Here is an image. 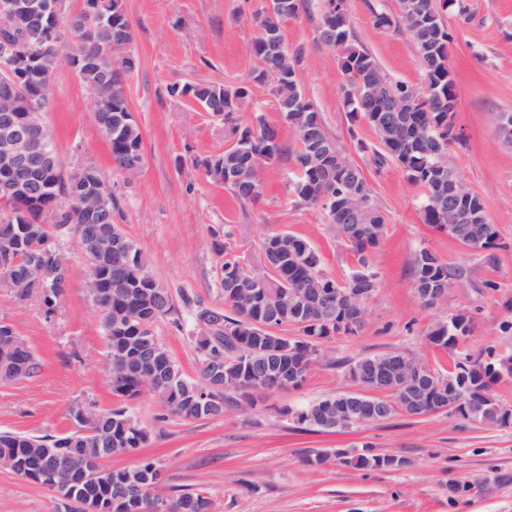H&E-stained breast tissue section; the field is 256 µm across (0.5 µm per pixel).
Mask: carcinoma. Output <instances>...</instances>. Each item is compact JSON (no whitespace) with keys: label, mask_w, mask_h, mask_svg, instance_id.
Wrapping results in <instances>:
<instances>
[{"label":"carcinoma","mask_w":512,"mask_h":512,"mask_svg":"<svg viewBox=\"0 0 512 512\" xmlns=\"http://www.w3.org/2000/svg\"><path fill=\"white\" fill-rule=\"evenodd\" d=\"M305 0H277L273 15L255 17L256 35L252 43L255 65L253 79L268 83L276 99L282 121L295 133L298 144L291 152L295 179L290 182L293 202L319 206L326 196L336 206L325 208L328 223L337 237L350 248L357 261L351 277L338 282L323 269L320 253L305 239L288 232L267 236L262 242V269L256 270L235 256L224 257L220 287L224 310L198 307L195 319L216 324L211 334L196 337L203 354L199 377L190 379L159 341L145 336L136 320L150 325L174 312L168 289L146 271L141 251L122 227L112 221V211L96 214L95 222L112 235V256L105 268L104 297L110 308L99 312L105 338V359L112 361L108 379L112 394L132 401L147 390L156 395L167 414L198 419L224 414L225 402L232 401L225 390L235 386L249 398L257 392L284 390L299 386L310 373L314 345L337 336H353L349 328L347 297H360V312L377 288V274L369 256L385 232L386 218L374 203L372 189L360 165L350 160L345 150L325 126L321 112L299 87L296 75L303 60L300 49H290L283 23L304 10ZM436 0H400L399 21L412 38L424 79L420 85L392 82L374 58L353 44L348 10L332 14L329 0H321L322 22L318 39L339 50V66L345 79L344 103L350 119L366 121L376 132L381 149L373 151L367 162L381 170L396 164L406 179L422 187L421 213L425 223L448 231L461 244L486 251L496 245L497 230L488 222L482 198L473 193L466 202V215L457 224L448 223V172L445 160L452 134L456 101L454 81L448 78L450 34ZM114 17L124 28L123 39L112 42V28L102 18ZM63 31L62 48L82 58L114 59L133 41L131 24L122 0H83L73 16L53 18ZM57 60L42 59L44 76L40 81L44 111L51 109L50 84ZM81 81L96 100L93 118L99 129L112 137V162L122 170L132 159L143 155L141 131L130 118L125 93L127 74L114 68L108 74L95 66L84 68ZM174 92L200 104L203 109L224 117V126L235 145L202 161L205 174L224 186L237 199L250 201L259 196V170L280 160L284 148L279 127L266 122L255 108L254 121L242 123L237 112L250 97L246 85L234 88L188 83ZM393 111L379 112L383 102ZM49 200L40 197L25 207L13 209L0 218V268L9 266L16 279H22L29 259L42 245L78 233L83 242L84 213L79 200L60 201L64 214L56 218L47 208ZM459 268L435 261L422 249L414 259L412 286L424 306L436 298L429 290L442 281L461 277ZM277 327L292 324L301 331L298 339L258 328L262 323ZM470 319L458 313L447 322H438L428 332L432 343L451 348L469 332ZM407 354L391 351L366 356L348 363L349 377L359 375L357 391L364 394L368 413L353 410L348 394L316 400L294 413L300 425L327 431L326 420L344 411L354 417L351 428L361 420L378 423L403 413L420 412L407 407L393 408L386 398H395L406 389L401 368ZM39 362L26 342L15 336V346L0 345V375L21 380L32 376ZM501 372L479 362L459 363L455 370L438 376L443 390L454 389L462 398L460 418L483 425L512 427L507 405L492 393ZM88 421L69 409L74 428L59 435L38 436L0 432V456L9 455L34 474L46 466L52 455H62L78 465L100 468L93 484L77 493L71 512H82L86 502L112 506V512H141L150 500L166 499L168 512H211L212 501L203 491L184 492L164 497L160 492L157 462L143 458L130 468L112 470L103 461L113 456L130 455L148 440L149 431L124 406L100 409ZM341 461L360 468L400 469L408 460L398 456L341 453Z\"/></svg>","instance_id":"cac0c4a2"}]
</instances>
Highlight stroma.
Returning <instances> with one entry per match:
<instances>
[{"mask_svg": "<svg viewBox=\"0 0 512 512\" xmlns=\"http://www.w3.org/2000/svg\"><path fill=\"white\" fill-rule=\"evenodd\" d=\"M139 61L125 83L129 108L143 138L144 163L129 175L112 166L107 139L96 126L94 99L66 62L51 81V127L64 168L95 166L118 202L112 219L121 224L147 261V270L170 291L174 314L159 319L155 334L187 377H197L202 354L192 338L194 309L224 306L219 289L224 241L228 253L255 263L267 235L288 231L316 247L323 267L339 280L356 267L348 246L334 236L325 212L293 202L290 162L260 171L262 192L240 201L213 183L199 161L228 144L222 118L173 95L188 82L227 87L246 84L251 97L241 113L253 119L261 107L279 126L286 149L297 139L283 125L270 85L254 82L253 16L265 0H123ZM466 17L449 8V64L455 83V130L447 161L483 198L497 230L492 260L473 254L447 231L423 221L420 188L396 165L375 169L367 149L378 148L374 130L349 122L338 52L317 39L321 0H307L298 17L283 24L290 48L303 51L297 81L321 111L329 132L350 159L363 165L386 231L370 255L378 288L366 303L361 330L324 344L325 359L302 386L258 395L254 405L228 404L218 417L183 419L165 415L156 397L143 392L130 407L149 430L137 453L109 459L115 469L143 458L162 469L166 494L203 490L212 512H512V427L471 423L449 411L398 415L380 423L335 432L299 425L293 410L353 390L342 363L404 352L447 372L464 357L501 367L512 358V144L497 133V117L512 112V0H464ZM354 44L369 52L391 81L422 82L407 32L384 29L373 13L399 11L398 0H348ZM70 280L53 314L37 299L18 301L0 285V320L7 321L40 363L29 378L0 385V431L46 435L62 432L69 408L114 404L103 363L105 341L85 288V264L73 240L62 243ZM428 249L464 275L440 305L427 308L412 288L416 253ZM464 312L470 332L458 346L432 344L435 323ZM342 450L406 458L405 468L362 469L349 464H306L308 455ZM467 484L449 496V482ZM0 512H64L48 489L0 468Z\"/></svg>", "mask_w": 512, "mask_h": 512, "instance_id": "obj_1", "label": "stroma"}]
</instances>
